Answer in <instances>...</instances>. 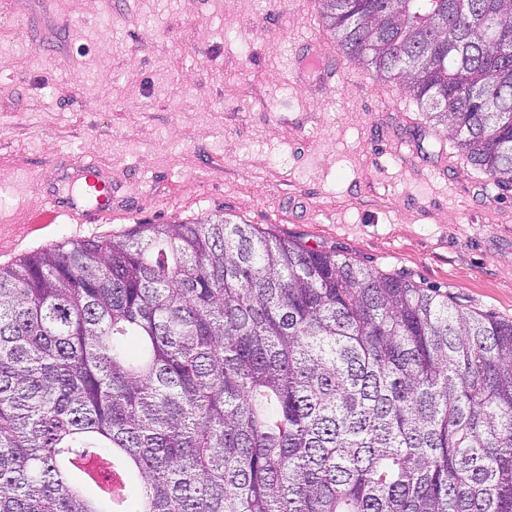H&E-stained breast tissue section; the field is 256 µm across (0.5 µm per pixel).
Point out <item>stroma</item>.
Wrapping results in <instances>:
<instances>
[{
  "instance_id": "35a3bbf8",
  "label": "stroma",
  "mask_w": 512,
  "mask_h": 512,
  "mask_svg": "<svg viewBox=\"0 0 512 512\" xmlns=\"http://www.w3.org/2000/svg\"><path fill=\"white\" fill-rule=\"evenodd\" d=\"M322 45L317 0H0V265L223 216L512 321V189L372 68L291 78ZM61 160L111 169L107 223L29 230Z\"/></svg>"
}]
</instances>
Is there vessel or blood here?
I'll return each mask as SVG.
<instances>
[{"instance_id": "1", "label": "vessel or blood", "mask_w": 512, "mask_h": 512, "mask_svg": "<svg viewBox=\"0 0 512 512\" xmlns=\"http://www.w3.org/2000/svg\"><path fill=\"white\" fill-rule=\"evenodd\" d=\"M65 190L49 193L45 204L30 220L32 228L69 220L74 224H100L112 215V175L90 162L76 172L62 170Z\"/></svg>"}]
</instances>
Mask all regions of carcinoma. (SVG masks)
I'll return each instance as SVG.
<instances>
[{"instance_id":"cac0c4a2","label":"carcinoma","mask_w":512,"mask_h":512,"mask_svg":"<svg viewBox=\"0 0 512 512\" xmlns=\"http://www.w3.org/2000/svg\"><path fill=\"white\" fill-rule=\"evenodd\" d=\"M318 3L512 187V0ZM0 512H512V321L227 219L42 249L0 266Z\"/></svg>"}]
</instances>
